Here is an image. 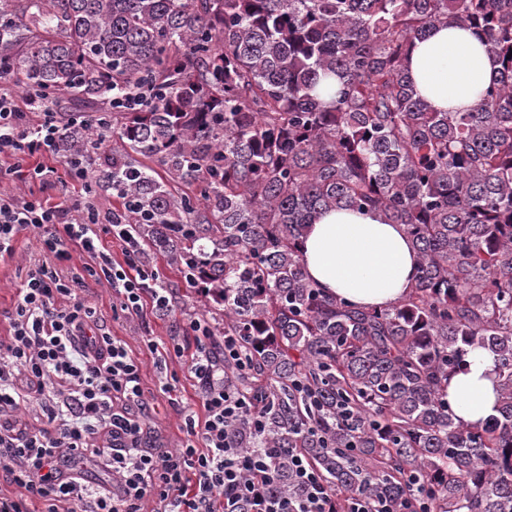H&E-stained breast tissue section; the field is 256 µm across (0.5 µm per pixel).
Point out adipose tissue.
Wrapping results in <instances>:
<instances>
[{"label":"adipose tissue","mask_w":512,"mask_h":512,"mask_svg":"<svg viewBox=\"0 0 512 512\" xmlns=\"http://www.w3.org/2000/svg\"><path fill=\"white\" fill-rule=\"evenodd\" d=\"M411 77L432 108L463 112L490 83L496 65L470 29L439 27L415 43ZM307 274L327 294L366 308L394 304L418 274V255L404 225L379 214L336 209L320 214L302 239ZM497 376L487 353L472 350L448 378V404L457 420L483 422L495 412Z\"/></svg>","instance_id":"adipose-tissue-1"}]
</instances>
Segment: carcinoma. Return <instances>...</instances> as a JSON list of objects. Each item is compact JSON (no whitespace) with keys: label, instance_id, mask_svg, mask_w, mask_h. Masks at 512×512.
Returning a JSON list of instances; mask_svg holds the SVG:
<instances>
[{"label":"carcinoma","instance_id":"1","mask_svg":"<svg viewBox=\"0 0 512 512\" xmlns=\"http://www.w3.org/2000/svg\"><path fill=\"white\" fill-rule=\"evenodd\" d=\"M465 27L498 65L469 112H439L406 58ZM512 0H0V73L46 100L112 106L120 145L68 122L145 258L200 297L232 341L224 386L250 413L224 434L271 455L294 498L297 453L338 490L435 512H512ZM334 209L402 224L418 275L386 309L306 273L309 224ZM492 356L498 406L456 421L448 376Z\"/></svg>","mask_w":512,"mask_h":512}]
</instances>
